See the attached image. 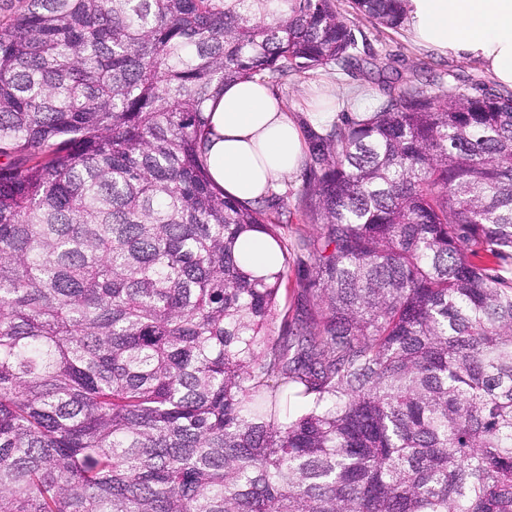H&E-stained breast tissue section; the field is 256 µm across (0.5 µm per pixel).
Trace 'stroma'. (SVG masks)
<instances>
[{
    "instance_id": "stroma-1",
    "label": "stroma",
    "mask_w": 512,
    "mask_h": 512,
    "mask_svg": "<svg viewBox=\"0 0 512 512\" xmlns=\"http://www.w3.org/2000/svg\"><path fill=\"white\" fill-rule=\"evenodd\" d=\"M354 25L358 52L368 59V66L350 71L333 66L289 76L287 85L278 91L289 109L306 111L310 98L326 80L332 83V101L337 110L360 112L372 110L389 90L401 86L418 72L432 80L431 91L436 95L445 94L454 86L474 96L494 84L478 62L460 61L422 50L408 40L404 30L385 29L360 18L355 19ZM302 190L303 176L298 173L281 184L275 198L276 206L288 221L285 232L288 277L282 286L279 311L292 318L307 300V257L302 241L319 231L318 225L310 223L299 207Z\"/></svg>"
}]
</instances>
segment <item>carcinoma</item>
<instances>
[{"label": "carcinoma", "mask_w": 512, "mask_h": 512, "mask_svg": "<svg viewBox=\"0 0 512 512\" xmlns=\"http://www.w3.org/2000/svg\"><path fill=\"white\" fill-rule=\"evenodd\" d=\"M357 45L339 0L0 24V512H512V92L416 77L309 130L316 289L277 335L282 213L206 173L225 83ZM254 233L280 267L238 258Z\"/></svg>", "instance_id": "carcinoma-1"}]
</instances>
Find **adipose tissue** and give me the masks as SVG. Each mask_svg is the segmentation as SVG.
I'll return each instance as SVG.
<instances>
[{
  "mask_svg": "<svg viewBox=\"0 0 512 512\" xmlns=\"http://www.w3.org/2000/svg\"><path fill=\"white\" fill-rule=\"evenodd\" d=\"M405 30L418 46L480 63L512 87V0H406ZM205 162L214 184L242 203L275 191L308 154L302 123L260 80L231 82L208 101Z\"/></svg>",
  "mask_w": 512,
  "mask_h": 512,
  "instance_id": "ef3b65f1",
  "label": "adipose tissue"
}]
</instances>
